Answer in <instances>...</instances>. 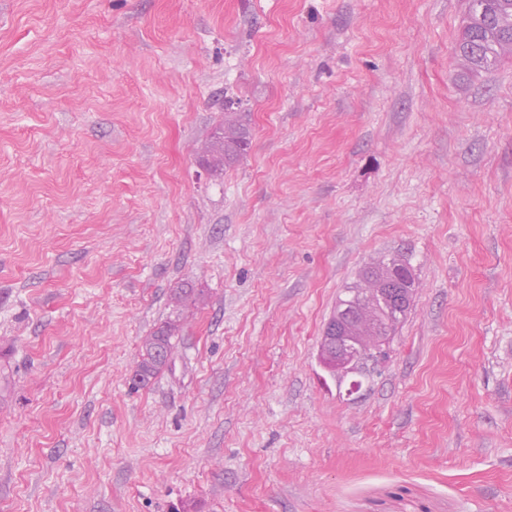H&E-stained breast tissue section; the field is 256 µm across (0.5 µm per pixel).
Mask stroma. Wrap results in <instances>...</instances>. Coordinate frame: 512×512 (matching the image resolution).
<instances>
[{
  "instance_id": "1",
  "label": "stroma",
  "mask_w": 512,
  "mask_h": 512,
  "mask_svg": "<svg viewBox=\"0 0 512 512\" xmlns=\"http://www.w3.org/2000/svg\"><path fill=\"white\" fill-rule=\"evenodd\" d=\"M468 2L0 0V512H512V59L460 70ZM397 255L347 395L326 323ZM250 145L249 132L237 112H224V122L213 130L206 146L202 165L212 176L221 177L224 166H230L243 156ZM175 324H166L142 342L140 360L131 377L132 388H145L168 366L174 348Z\"/></svg>"
}]
</instances>
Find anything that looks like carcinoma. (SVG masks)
<instances>
[{"instance_id": "obj_1", "label": "carcinoma", "mask_w": 512, "mask_h": 512, "mask_svg": "<svg viewBox=\"0 0 512 512\" xmlns=\"http://www.w3.org/2000/svg\"><path fill=\"white\" fill-rule=\"evenodd\" d=\"M455 55L460 67L480 72L501 59L512 56V0H470L468 15L458 36ZM224 122L213 130L202 165L212 176L221 177L224 167L235 163L250 145L249 132L232 99L224 100ZM404 262L389 258L364 267L357 288H394L389 279L391 267ZM176 325L166 324L142 342L140 360L131 377L132 388H145L168 366L174 348Z\"/></svg>"}]
</instances>
